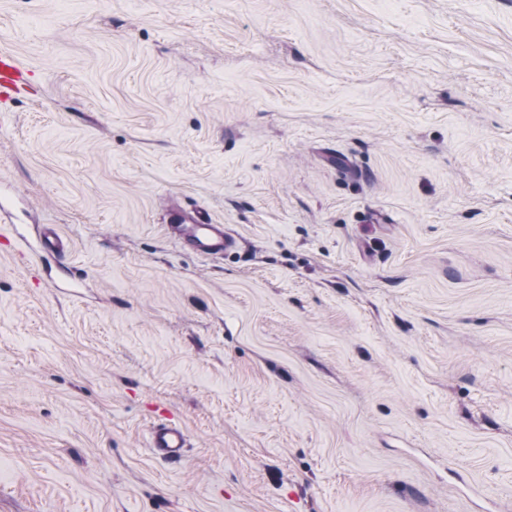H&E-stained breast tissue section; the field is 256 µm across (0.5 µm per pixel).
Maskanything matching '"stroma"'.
Segmentation results:
<instances>
[{
  "label": "stroma",
  "mask_w": 512,
  "mask_h": 512,
  "mask_svg": "<svg viewBox=\"0 0 512 512\" xmlns=\"http://www.w3.org/2000/svg\"><path fill=\"white\" fill-rule=\"evenodd\" d=\"M0 51V512H512V0H0ZM27 74L21 65L9 55L0 53V99L6 100L27 84ZM168 217L172 230L196 251L223 256L237 248V240L224 233L223 225L212 224L207 213L171 208ZM187 445L186 429L173 419L155 425L149 434V448H152L155 455L167 461H181Z\"/></svg>",
  "instance_id": "obj_1"
}]
</instances>
